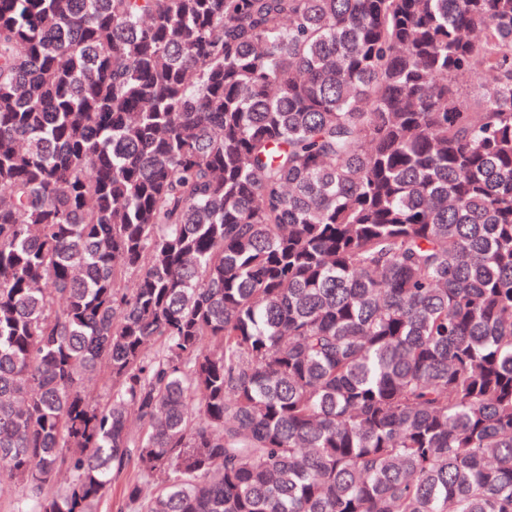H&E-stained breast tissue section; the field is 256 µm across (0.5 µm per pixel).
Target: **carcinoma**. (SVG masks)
<instances>
[{
  "label": "carcinoma",
  "mask_w": 512,
  "mask_h": 512,
  "mask_svg": "<svg viewBox=\"0 0 512 512\" xmlns=\"http://www.w3.org/2000/svg\"><path fill=\"white\" fill-rule=\"evenodd\" d=\"M2 191L13 512H512V0H0Z\"/></svg>",
  "instance_id": "cac0c4a2"
}]
</instances>
